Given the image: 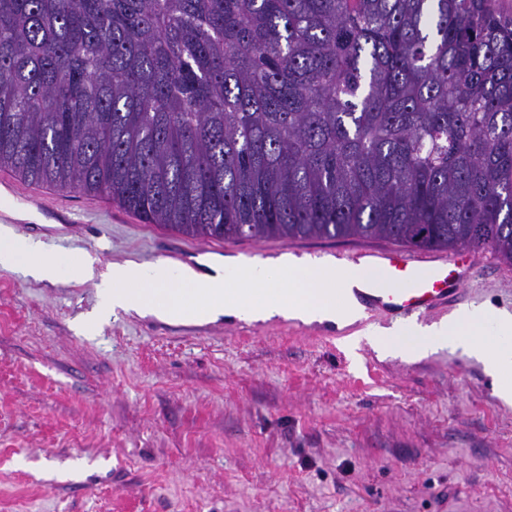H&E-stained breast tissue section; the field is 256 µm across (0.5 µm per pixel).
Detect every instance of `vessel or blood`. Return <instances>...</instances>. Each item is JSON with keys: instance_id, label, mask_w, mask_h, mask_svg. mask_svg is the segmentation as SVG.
<instances>
[{"instance_id": "vessel-or-blood-1", "label": "vessel or blood", "mask_w": 512, "mask_h": 512, "mask_svg": "<svg viewBox=\"0 0 512 512\" xmlns=\"http://www.w3.org/2000/svg\"><path fill=\"white\" fill-rule=\"evenodd\" d=\"M476 257L472 249L459 258L438 252L365 249L355 253V260L374 261L381 276L357 290L356 296L368 315H422L446 304L461 267L471 266Z\"/></svg>"}]
</instances>
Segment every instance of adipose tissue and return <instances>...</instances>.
<instances>
[{
    "instance_id": "adipose-tissue-1",
    "label": "adipose tissue",
    "mask_w": 512,
    "mask_h": 512,
    "mask_svg": "<svg viewBox=\"0 0 512 512\" xmlns=\"http://www.w3.org/2000/svg\"><path fill=\"white\" fill-rule=\"evenodd\" d=\"M371 342L404 358L461 347L496 377L498 396L512 402V315L464 309L427 326L405 323L375 332Z\"/></svg>"
}]
</instances>
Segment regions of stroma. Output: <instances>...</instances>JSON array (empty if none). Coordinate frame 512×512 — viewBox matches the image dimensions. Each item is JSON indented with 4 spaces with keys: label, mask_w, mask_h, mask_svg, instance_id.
<instances>
[{
    "label": "stroma",
    "mask_w": 512,
    "mask_h": 512,
    "mask_svg": "<svg viewBox=\"0 0 512 512\" xmlns=\"http://www.w3.org/2000/svg\"><path fill=\"white\" fill-rule=\"evenodd\" d=\"M114 263L335 262L379 238L201 239L105 196L0 170V225ZM483 267L446 307L512 314V266ZM93 283L0 268V512H512V404L482 363L444 349L406 360L343 329L275 316L168 322L120 312L77 325Z\"/></svg>",
    "instance_id": "obj_1"
}]
</instances>
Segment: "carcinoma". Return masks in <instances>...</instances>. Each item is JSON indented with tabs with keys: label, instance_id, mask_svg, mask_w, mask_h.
I'll return each instance as SVG.
<instances>
[{
	"label": "carcinoma",
	"instance_id": "obj_1",
	"mask_svg": "<svg viewBox=\"0 0 512 512\" xmlns=\"http://www.w3.org/2000/svg\"><path fill=\"white\" fill-rule=\"evenodd\" d=\"M0 169L192 237L512 265V11L0 0Z\"/></svg>",
	"mask_w": 512,
	"mask_h": 512
}]
</instances>
